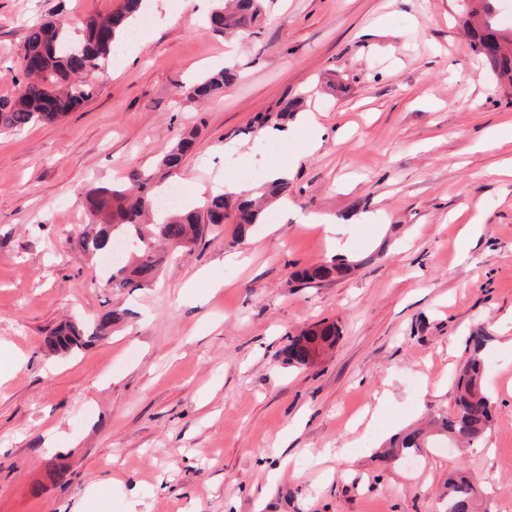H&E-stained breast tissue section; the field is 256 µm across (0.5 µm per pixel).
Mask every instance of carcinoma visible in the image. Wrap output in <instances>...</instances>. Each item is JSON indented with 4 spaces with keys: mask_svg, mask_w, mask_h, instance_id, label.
Instances as JSON below:
<instances>
[{
    "mask_svg": "<svg viewBox=\"0 0 512 512\" xmlns=\"http://www.w3.org/2000/svg\"><path fill=\"white\" fill-rule=\"evenodd\" d=\"M146 0H121L114 11L91 16L80 34L73 35L52 21L28 28L22 58L39 61L36 71H22L21 89L15 95L0 96V130H22L34 123H51L81 108L96 93L87 76L117 56L130 33L146 17ZM265 0H217L209 21L215 31L226 37H250L263 19ZM468 11L466 33L472 50L489 64L503 88L512 90V38L495 25L492 0H473ZM236 78L228 66L201 78L188 93L191 99L209 98ZM194 134L179 138L160 159L161 167L173 173L194 148ZM160 188L139 172L128 182L111 181L92 188L86 195L91 227L79 235V246L87 254L99 255L116 238L128 242L123 260L109 267L108 283L115 290L151 287L164 268L161 251L174 245L188 248L203 240L212 228L226 223L235 225L234 239L247 234L260 223V203L234 192L216 194L194 207L184 203L161 211L154 201ZM288 192V181H266L262 197L277 199ZM349 263L309 267L299 273L300 281L317 284L345 274ZM122 314L108 310L98 316L93 327L75 322L56 326L45 339L46 348L55 354H67L85 343L103 336ZM489 336L484 332L470 337L472 352L455 380V411L431 420V429H407L389 441L387 453L393 460L415 456L432 447L433 438L462 447H471L485 435L492 423V403L485 391V361L482 351ZM336 342V326L323 323L298 336L288 337L285 348L288 364L306 366L312 354ZM478 491L465 476L448 479L447 512H475Z\"/></svg>",
    "mask_w": 512,
    "mask_h": 512,
    "instance_id": "carcinoma-1",
    "label": "carcinoma"
}]
</instances>
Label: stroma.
Returning <instances> with one entry per match:
<instances>
[{"instance_id":"stroma-1","label":"stroma","mask_w":512,"mask_h":512,"mask_svg":"<svg viewBox=\"0 0 512 512\" xmlns=\"http://www.w3.org/2000/svg\"><path fill=\"white\" fill-rule=\"evenodd\" d=\"M117 4L0 0V95L19 88L30 22L78 29ZM208 13L158 0L123 70L92 74L93 99L0 133V512H445L456 471L477 482L480 512H512V104L462 32L463 0H270L243 41ZM227 60L234 84L189 101ZM297 98L326 131L318 148L298 114L288 140L267 137ZM192 127L176 174L157 169ZM271 163L288 169L289 210L179 250L153 287L113 291L75 247L93 186L150 170L191 195L260 185ZM338 251L346 277L298 279ZM110 309L123 319L109 336L45 350L60 321ZM323 321L334 347L288 365V337ZM480 328L483 439L413 466L383 458L392 434L453 412Z\"/></svg>"}]
</instances>
